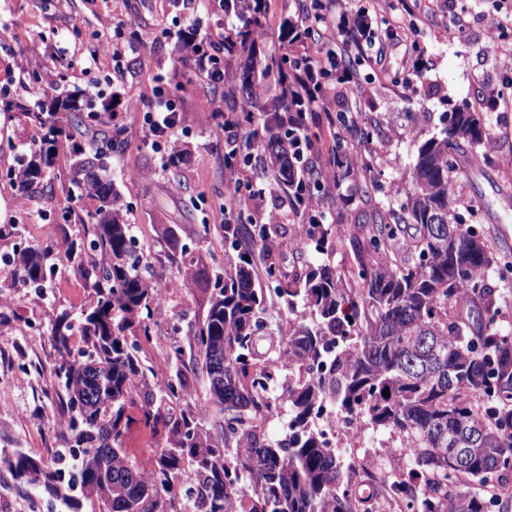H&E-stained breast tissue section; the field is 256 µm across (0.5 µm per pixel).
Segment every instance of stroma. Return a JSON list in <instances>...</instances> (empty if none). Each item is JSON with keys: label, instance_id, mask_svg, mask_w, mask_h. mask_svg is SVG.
Segmentation results:
<instances>
[{"label": "stroma", "instance_id": "1", "mask_svg": "<svg viewBox=\"0 0 512 512\" xmlns=\"http://www.w3.org/2000/svg\"><path fill=\"white\" fill-rule=\"evenodd\" d=\"M499 0H346L345 15L365 10L373 36L382 37L396 19L413 25L410 34L386 40L385 76L374 80L375 66L361 61L350 83L333 82L319 113L321 153L335 146L327 113H377L382 140L355 145L353 154L374 168L377 182L389 186L400 180L418 146L446 124L452 109H480L490 88L500 95L492 114L489 135L481 151L491 165L459 172L455 194L481 197L480 222L494 248L512 254V26L493 29ZM295 0H267V36L257 42V54L280 52L278 35L294 17ZM180 9L174 0H0V254L12 255L23 246L52 247L64 253L83 238L92 224L98 202L82 196L75 214L62 221L72 186L66 174L70 160L60 157L39 184L20 189L10 171L29 156L39 140L38 128L27 122L17 103L36 107L63 87L80 86L97 101H111L114 93L151 94V78L170 74L176 60L175 37L168 29ZM125 19V41L141 50L126 56L122 81L113 78L112 62L92 61L101 40L111 37L114 19ZM423 62L412 87L403 78L415 62ZM182 125L178 146L188 152L176 168H162L160 155L143 140V115L119 108L116 119L124 145L122 155L110 159L100 176L112 183L134 234L149 247L157 273L177 281L164 307L154 312L150 337L132 336L141 359L154 370L153 381L163 385L174 377L175 346L188 342V332L207 307V294L180 282L190 260L213 270L224 265V227L236 214L224 211V198L236 184L252 176L251 169L228 171L224 166V132L212 114L221 106L219 93L197 81H182ZM181 181V196H171L170 181ZM173 230L186 255L170 258L165 230ZM0 271V458L21 452L55 465L65 423L57 405L56 355L51 336L59 313L79 316L93 294L72 269L62 266L42 290L7 284ZM359 471H388L399 459L391 448L378 447L362 436L355 449L344 452ZM98 512L88 500L72 504L50 496L40 485L17 487L0 466V512Z\"/></svg>", "mask_w": 512, "mask_h": 512}]
</instances>
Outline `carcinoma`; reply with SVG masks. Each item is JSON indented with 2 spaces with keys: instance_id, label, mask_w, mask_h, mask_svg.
<instances>
[{
  "instance_id": "carcinoma-1",
  "label": "carcinoma",
  "mask_w": 512,
  "mask_h": 512,
  "mask_svg": "<svg viewBox=\"0 0 512 512\" xmlns=\"http://www.w3.org/2000/svg\"><path fill=\"white\" fill-rule=\"evenodd\" d=\"M227 53H245L248 62L224 89L229 107L239 108L233 128L246 129L241 139L227 135L224 167H252L248 196L277 186L298 222H259L242 208L239 223L224 225V273H185V287L197 282L210 291L191 327L190 352L207 377L205 400L193 407L174 409L187 388L182 373L156 388L128 343L132 330L151 335L160 279L112 184L95 174L121 145L111 136L90 149L71 132L85 116L104 122L109 106L95 112L84 91L65 88L38 112L20 107L42 137L12 180L22 188L39 183L65 139L70 181L98 198L88 247L65 251L95 300L78 320L63 313L52 327L57 397L68 416L61 447L76 464L52 471L24 453L3 463L14 480L41 483L66 501L93 500L99 512H361L377 496L403 512H489L497 501L459 485L492 489L512 474V334L499 324L501 287L488 275L512 270V258L495 253L470 223L481 203H459L449 187L457 158L476 154L487 138L494 98L484 112L451 113L418 147L408 180L390 190L394 203L373 198L378 183L361 163L363 183L343 198L353 224L341 241L312 200L327 174L338 195L353 177L341 134L347 113H337L336 147L323 158L310 106L272 95L299 61L286 52L258 61L247 38ZM381 127L370 117L353 132L370 145ZM299 235L320 255L345 243L349 265L288 267L284 251ZM9 263L13 279L37 288L57 269L49 249L19 248ZM75 336L79 359L70 349ZM326 405L358 417L381 435L380 447L409 449L398 471L369 475L365 497L356 466L325 447ZM205 408L219 410L218 427L203 423ZM139 421L168 432L149 474L126 447ZM276 421L281 432L271 435ZM462 429L479 431L481 441L453 466L448 452Z\"/></svg>"
}]
</instances>
